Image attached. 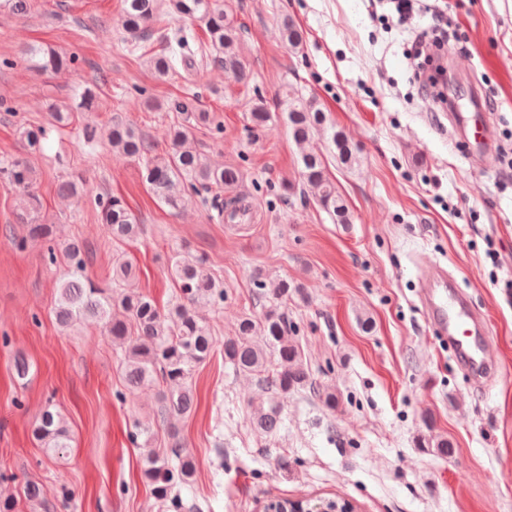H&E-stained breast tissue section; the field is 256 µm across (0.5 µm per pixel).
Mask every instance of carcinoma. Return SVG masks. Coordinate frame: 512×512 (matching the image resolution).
I'll return each instance as SVG.
<instances>
[{
    "instance_id": "cac0c4a2",
    "label": "carcinoma",
    "mask_w": 512,
    "mask_h": 512,
    "mask_svg": "<svg viewBox=\"0 0 512 512\" xmlns=\"http://www.w3.org/2000/svg\"><path fill=\"white\" fill-rule=\"evenodd\" d=\"M181 19L203 21L207 44L197 54L186 53L182 51L185 40L174 42L165 38V44L148 60L157 77L167 78L178 72L179 63L188 69L193 67L196 57L207 56L209 49L224 66L225 73L237 81L246 78L238 53V27L220 0H123L122 27L132 42L145 39L156 29L166 28L171 20ZM281 35L292 47L302 42L301 31L288 17L282 21ZM22 55L30 67L53 73L69 69L74 62L71 56L46 44H28L23 47ZM94 103V92L88 88L74 99L54 101L48 105L49 124L71 125L79 113L91 111ZM284 104L288 128L298 145L307 144L314 134L320 133L326 136L339 164L348 168L359 165L358 150L342 129L327 122L316 100L289 91ZM173 111L181 118L169 125L171 149L163 154L153 152L143 135L118 115L112 117V125L104 133L94 125H84L80 143L93 149L98 141H106L112 151L138 161L143 179L164 205L179 211L196 197L201 205L215 210L217 221L222 223L224 211L243 205L235 197L224 201V191H231L239 184L240 172L231 166H212L192 145V128L214 124V116L199 108L196 94L189 93L174 103ZM249 119L257 128L265 127L270 121L271 113L262 98L253 102ZM46 134L44 126L20 127L25 152L0 162V178L17 195L15 223L27 226L30 239L47 244V259L52 264L57 259L54 225L41 215L39 199L33 192L37 170L31 160L40 151ZM300 163L303 192L312 197L333 223H353V214L328 175L324 156L304 150ZM58 193L64 198L79 196L80 178L72 175L62 180ZM96 207L100 223L110 231L113 242L123 244L142 232L140 219L123 198L105 194L98 198ZM62 251L71 263V272L58 285L54 308L57 323L63 328L83 319L101 323L112 344L122 353L128 393L144 386L159 388L158 419L169 426L174 442L162 450L150 448L151 433L138 424L130 438L138 447L146 445L143 475L160 512H184L187 508L181 492L193 487L196 464L190 455L182 452L172 421L191 412L193 375L216 349H222L225 366L237 375L255 379L265 394L250 409V425L259 434L271 436L279 430L283 422L281 401L301 390H312L326 407L336 408V390L315 386L288 322V301L304 299L299 284L257 273L258 298L267 302L268 309L259 320L243 317L235 335L220 342L192 310V306L202 302H224V283L214 275L206 256L174 251L170 272L179 285V296L163 313L148 296L123 288L125 281L134 275L131 264L113 258L112 287L102 288L85 275L86 251L82 245L69 242ZM32 436L49 455H58L69 447L68 427L50 405L35 422Z\"/></svg>"
}]
</instances>
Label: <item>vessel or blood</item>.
I'll return each instance as SVG.
<instances>
[{
	"mask_svg": "<svg viewBox=\"0 0 512 512\" xmlns=\"http://www.w3.org/2000/svg\"><path fill=\"white\" fill-rule=\"evenodd\" d=\"M449 121L462 132L463 152L484 151L491 137L483 111L452 112ZM453 281L447 270L434 264L427 268L422 280V301L430 324L447 336L458 359L474 376H482L496 361L498 348L482 339L484 320L469 308L464 296L452 289Z\"/></svg>",
	"mask_w": 512,
	"mask_h": 512,
	"instance_id": "vessel-or-blood-1",
	"label": "vessel or blood"
}]
</instances>
